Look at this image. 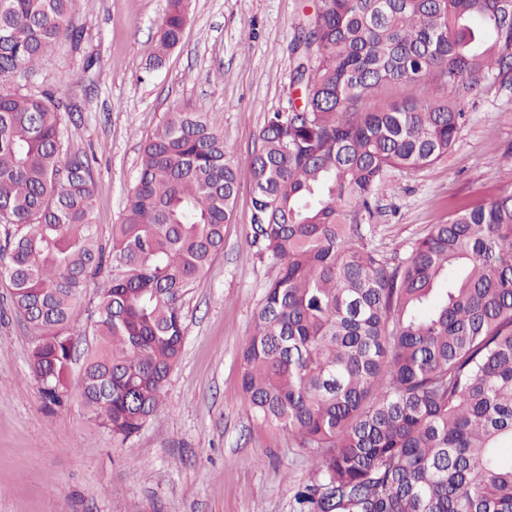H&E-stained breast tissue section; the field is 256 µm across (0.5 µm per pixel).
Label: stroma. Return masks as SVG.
<instances>
[{
    "mask_svg": "<svg viewBox=\"0 0 512 512\" xmlns=\"http://www.w3.org/2000/svg\"><path fill=\"white\" fill-rule=\"evenodd\" d=\"M315 0H191L183 39L150 67L168 0H81L78 47L62 45L19 86H64L75 105L65 140L93 148L94 221L118 223L142 145L169 112L208 113L239 166L268 113L287 107L294 27ZM447 156L390 171L367 244L394 259L430 225L512 187V92L464 103ZM251 189L241 185L224 252L183 300L186 340L163 410L128 440L72 390L45 408L29 371L32 337L0 284V512H293L308 457L286 430L256 420L241 400L240 349L277 269L250 244Z\"/></svg>",
    "mask_w": 512,
    "mask_h": 512,
    "instance_id": "35a3bbf8",
    "label": "stroma"
}]
</instances>
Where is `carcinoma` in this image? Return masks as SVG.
I'll list each match as a JSON object with an SVG mask.
<instances>
[{"label": "carcinoma", "instance_id": "obj_1", "mask_svg": "<svg viewBox=\"0 0 512 512\" xmlns=\"http://www.w3.org/2000/svg\"><path fill=\"white\" fill-rule=\"evenodd\" d=\"M78 2L0 0V258L45 406L68 402L84 331L81 398L101 424L127 440L158 414L183 298L223 251L245 181L250 244L277 273L242 345V397L311 457L296 512H512V189L393 263L364 243L387 173L447 155L465 99L512 87V0H316L290 42L300 96L269 113L246 168L206 113H169L105 243L94 156L63 150L65 88L12 85L81 42ZM187 10L169 0L149 67ZM396 84L422 95L379 99Z\"/></svg>", "mask_w": 512, "mask_h": 512}]
</instances>
